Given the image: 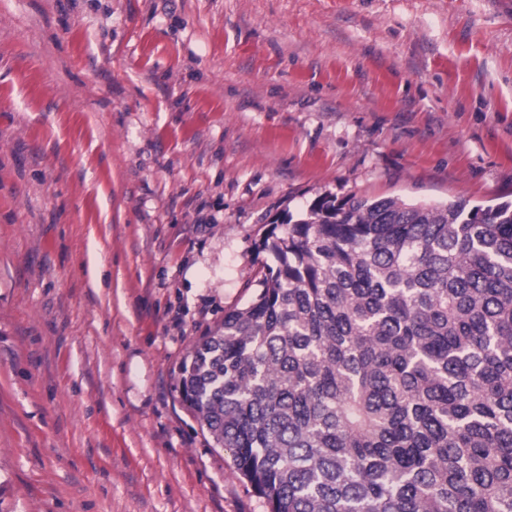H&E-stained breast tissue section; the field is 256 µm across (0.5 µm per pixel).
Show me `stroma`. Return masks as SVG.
<instances>
[{
  "mask_svg": "<svg viewBox=\"0 0 512 512\" xmlns=\"http://www.w3.org/2000/svg\"><path fill=\"white\" fill-rule=\"evenodd\" d=\"M352 195L512 202V0H0V512H267L179 366Z\"/></svg>",
  "mask_w": 512,
  "mask_h": 512,
  "instance_id": "1",
  "label": "stroma"
}]
</instances>
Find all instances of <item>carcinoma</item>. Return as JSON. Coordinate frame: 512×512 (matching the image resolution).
Wrapping results in <instances>:
<instances>
[{
    "label": "carcinoma",
    "instance_id": "obj_1",
    "mask_svg": "<svg viewBox=\"0 0 512 512\" xmlns=\"http://www.w3.org/2000/svg\"><path fill=\"white\" fill-rule=\"evenodd\" d=\"M179 392L269 512H512V204L322 197Z\"/></svg>",
    "mask_w": 512,
    "mask_h": 512
}]
</instances>
